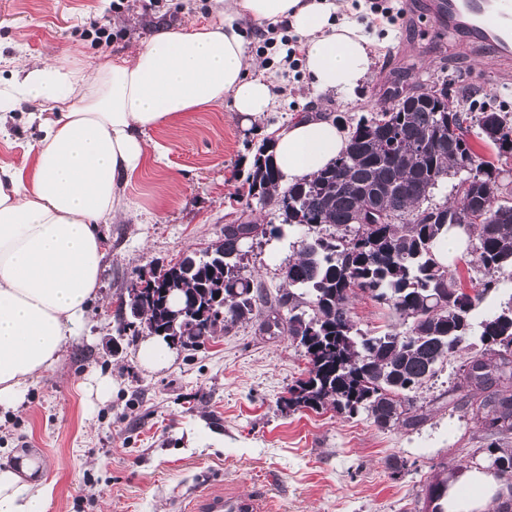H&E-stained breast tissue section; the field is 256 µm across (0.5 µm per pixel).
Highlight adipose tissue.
Segmentation results:
<instances>
[{
    "instance_id": "obj_1",
    "label": "adipose tissue",
    "mask_w": 512,
    "mask_h": 512,
    "mask_svg": "<svg viewBox=\"0 0 512 512\" xmlns=\"http://www.w3.org/2000/svg\"><path fill=\"white\" fill-rule=\"evenodd\" d=\"M198 27L157 25L127 58L94 70L27 59L0 78V102L25 109L41 135L21 160L0 158V409H17L30 382L55 370L64 345L99 297L102 225L128 212L127 188L165 152L150 130L230 103L242 124L275 104L276 85L249 45L282 24L299 38L317 93L350 95L371 71V47L346 0H212ZM346 129L303 116L275 132L273 159L291 184L344 152ZM36 462L0 465V512H46L52 485ZM499 489L467 469L448 488V512H484Z\"/></svg>"
}]
</instances>
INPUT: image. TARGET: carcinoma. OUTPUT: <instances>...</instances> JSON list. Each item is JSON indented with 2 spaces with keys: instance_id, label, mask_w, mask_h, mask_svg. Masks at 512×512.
Instances as JSON below:
<instances>
[{
  "instance_id": "1",
  "label": "carcinoma",
  "mask_w": 512,
  "mask_h": 512,
  "mask_svg": "<svg viewBox=\"0 0 512 512\" xmlns=\"http://www.w3.org/2000/svg\"><path fill=\"white\" fill-rule=\"evenodd\" d=\"M477 89L462 86L456 104L430 98L409 110L360 118L348 147L328 168L309 179L280 185L269 146L261 145L247 176L248 194L272 204L280 224H226L224 240L202 256L171 265L163 279L137 280L145 297L117 333H158L169 324L162 295L169 288L191 293L197 307L216 304L220 323L197 322L188 347L202 346L218 331L255 322L260 333H284L301 349L305 377L280 398L289 410L331 404L348 417L366 415L377 427H410L425 416L417 394L462 349L448 389V402L481 424L491 441L481 449L486 469L512 474V304L472 323L484 295L512 275V191L504 196L503 174L479 155L476 138L512 155L508 113L464 111ZM455 203H429L449 177ZM319 230L299 241L297 258L282 269L286 288L275 297L243 264L244 244L282 227ZM454 227L475 234L468 244L472 292L435 255L437 239ZM387 305L405 325L370 336L352 316L358 294ZM432 512H445L448 481L428 484Z\"/></svg>"
}]
</instances>
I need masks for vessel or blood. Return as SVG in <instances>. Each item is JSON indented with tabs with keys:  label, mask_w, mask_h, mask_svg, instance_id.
I'll use <instances>...</instances> for the list:
<instances>
[{
	"label": "vessel or blood",
	"mask_w": 512,
	"mask_h": 512,
	"mask_svg": "<svg viewBox=\"0 0 512 512\" xmlns=\"http://www.w3.org/2000/svg\"><path fill=\"white\" fill-rule=\"evenodd\" d=\"M424 10L436 29L451 30L474 53H493L502 67L512 66V0H426ZM184 512H258V505L251 497L195 493Z\"/></svg>",
	"instance_id": "1"
}]
</instances>
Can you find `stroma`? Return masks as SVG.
Listing matches in <instances>:
<instances>
[{
	"mask_svg": "<svg viewBox=\"0 0 512 512\" xmlns=\"http://www.w3.org/2000/svg\"><path fill=\"white\" fill-rule=\"evenodd\" d=\"M372 0H348L374 53L372 75L353 98L312 96L302 69L289 67L274 108L242 126L230 108L195 112L154 131L166 162L148 166L127 189L130 213L104 227L107 258L100 297L56 370L37 377L17 410L0 414V460L38 461L53 485L48 512H182L188 491L204 488L265 497L271 512H415L435 477L470 465L485 447L482 428L449 407L443 394L456 361L419 392L432 401L416 427L381 429L332 406L282 409L279 400L305 374L288 336L260 334L247 322L194 350L176 348L161 368L139 360L141 338L117 337L115 304L139 270L201 253L244 221L277 223L273 206L248 196V162L274 130L320 113L344 125L390 104L394 87L447 81L479 87L476 109L512 113V69L439 35L425 14L392 18ZM210 0H0V57L96 63L127 57L157 24L213 21ZM110 28L96 42L91 21ZM299 229L259 236L246 270L270 292L297 257ZM358 328L376 335L399 327L383 304L353 302ZM111 378L104 398L96 376Z\"/></svg>",
	"mask_w": 512,
	"mask_h": 512,
	"instance_id": "obj_1",
	"label": "stroma"
}]
</instances>
